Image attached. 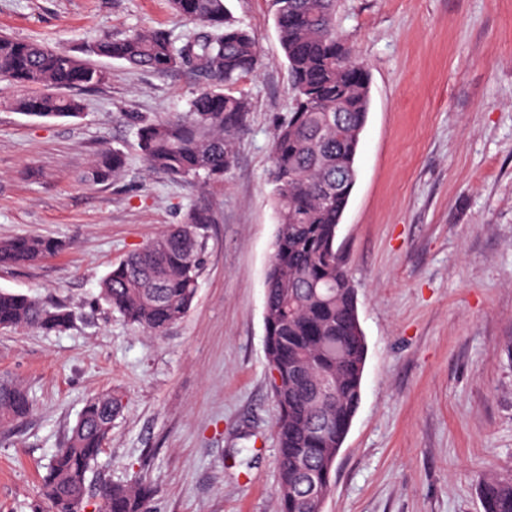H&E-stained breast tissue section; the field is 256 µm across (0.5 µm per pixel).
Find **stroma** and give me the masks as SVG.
Returning <instances> with one entry per match:
<instances>
[{"label":"stroma","mask_w":512,"mask_h":512,"mask_svg":"<svg viewBox=\"0 0 512 512\" xmlns=\"http://www.w3.org/2000/svg\"><path fill=\"white\" fill-rule=\"evenodd\" d=\"M255 36L260 66L224 180L193 186L151 171L130 120L184 112L202 85L102 59L105 85L77 119L14 109L0 82V239L61 241L56 257L0 266V290L62 304V333L0 330V375L33 408L0 430V512H48L46 465L85 400L125 409L93 474L142 478L156 512H275L277 405L264 348L265 274L276 231L268 181L291 105L273 0H225ZM341 34L370 73L358 177L337 244L357 292L367 357L362 399L324 512H483L480 480L512 475V0H341ZM197 25L167 0H0V35L77 53L101 36ZM122 177L85 180L97 151ZM210 208L194 303L146 336L98 298L112 264L191 205Z\"/></svg>","instance_id":"obj_1"}]
</instances>
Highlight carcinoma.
Here are the masks:
<instances>
[{"label": "carcinoma", "mask_w": 512, "mask_h": 512, "mask_svg": "<svg viewBox=\"0 0 512 512\" xmlns=\"http://www.w3.org/2000/svg\"><path fill=\"white\" fill-rule=\"evenodd\" d=\"M276 27L293 91L288 118L275 129L269 181L277 229L265 277L264 343L275 422L276 512H322L336 458L362 394L367 345L357 295L336 249L342 215L356 182V156L369 107L370 77L337 25L339 0H274ZM173 11L203 32L176 44L161 28L127 31L89 42L83 56L0 36V78L37 93L14 101L37 118H78L71 90L97 88L107 72L88 57L122 60L166 75L193 67L204 84L188 111L165 120L133 117L139 151L150 170L187 183L224 180L233 139L248 122L250 102L239 83L260 63L250 30L224 0H170ZM126 160L117 149L96 156L86 179H118ZM206 207L114 266L99 297L142 334L157 336L180 321L197 294L207 250ZM62 242L42 236L0 240V265L53 258ZM73 313L62 305L0 290V328L62 331ZM32 410L25 387L0 376V425L23 422ZM123 398L102 391L88 398L42 478L49 512H154L156 489L143 481L92 483L89 474L112 436ZM484 512H512V477L481 483Z\"/></svg>", "instance_id": "obj_1"}]
</instances>
